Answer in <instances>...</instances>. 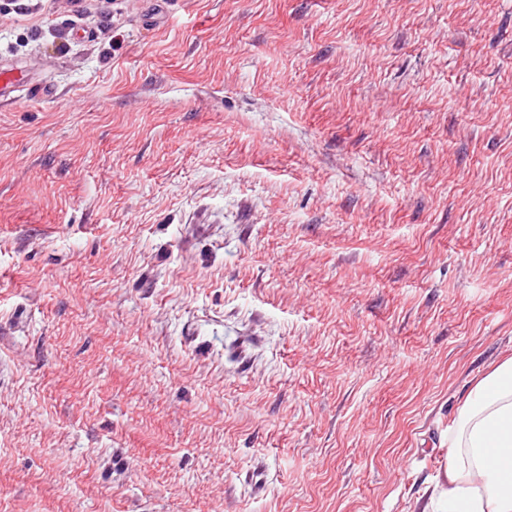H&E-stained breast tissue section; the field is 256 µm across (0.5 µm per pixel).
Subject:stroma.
Listing matches in <instances>:
<instances>
[{
  "label": "stroma",
  "instance_id": "stroma-1",
  "mask_svg": "<svg viewBox=\"0 0 512 512\" xmlns=\"http://www.w3.org/2000/svg\"><path fill=\"white\" fill-rule=\"evenodd\" d=\"M0 0V512H424L512 358V0Z\"/></svg>",
  "mask_w": 512,
  "mask_h": 512
}]
</instances>
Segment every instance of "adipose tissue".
Returning <instances> with one entry per match:
<instances>
[{
	"mask_svg": "<svg viewBox=\"0 0 512 512\" xmlns=\"http://www.w3.org/2000/svg\"><path fill=\"white\" fill-rule=\"evenodd\" d=\"M512 459V359L470 395L448 435L447 462L426 512H512V479L500 463Z\"/></svg>",
	"mask_w": 512,
	"mask_h": 512,
	"instance_id": "ef3b65f1",
	"label": "adipose tissue"
}]
</instances>
